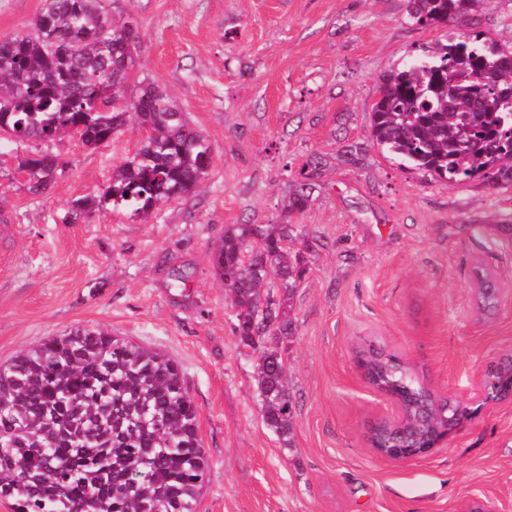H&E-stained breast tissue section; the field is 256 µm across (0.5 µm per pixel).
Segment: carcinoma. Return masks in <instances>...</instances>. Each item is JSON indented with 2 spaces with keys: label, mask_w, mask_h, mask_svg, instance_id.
<instances>
[{
  "label": "carcinoma",
  "mask_w": 512,
  "mask_h": 512,
  "mask_svg": "<svg viewBox=\"0 0 512 512\" xmlns=\"http://www.w3.org/2000/svg\"><path fill=\"white\" fill-rule=\"evenodd\" d=\"M480 0H408V19L447 25ZM136 24L104 0H44L32 30L0 38V135L19 142L81 135L97 148L131 121L149 135L112 171L103 190L75 201V212L112 207L148 220L159 206L194 193L212 163L209 141L155 82L136 77ZM511 56L481 34L451 32L381 78L370 116L371 143L398 164L441 180L512 183ZM366 146L343 147L362 165ZM60 165L50 152L18 169L29 191L50 187ZM327 162L308 159L280 224H231L212 266L236 310L235 335L260 354L258 395L267 427L291 443L294 405L282 345L295 331L294 296L307 257L288 249L302 234L291 216L322 187ZM276 284L279 291L269 286ZM274 337V346L264 337ZM370 382L411 392L402 422L376 427L374 446L395 435L409 443L442 433L459 406L437 398L396 356L364 360ZM209 481L198 411L179 365L165 353L92 327L50 336L0 364V499L13 512H196Z\"/></svg>",
  "instance_id": "cac0c4a2"
}]
</instances>
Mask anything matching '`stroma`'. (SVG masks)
I'll return each mask as SVG.
<instances>
[{"label": "stroma", "mask_w": 512, "mask_h": 512, "mask_svg": "<svg viewBox=\"0 0 512 512\" xmlns=\"http://www.w3.org/2000/svg\"><path fill=\"white\" fill-rule=\"evenodd\" d=\"M43 0H0V37L26 33ZM408 0H106L137 26L139 72L171 92L209 140L193 196L143 221L75 199L103 189L140 145L129 125L99 148L46 146L63 171L40 195L0 143V363L74 327H94L174 359L198 409L210 477L197 512H461L472 499L512 512V400L478 405L487 371L512 355V183L436 180L365 141L381 76L444 26L406 18ZM468 30L512 47V0H484ZM329 168L304 225L309 270L283 347L292 442L264 423L253 350L212 253L229 224H278L302 164ZM500 290L485 310L476 269ZM397 356L434 395L473 416L421 457L370 445L401 409L370 385L364 353Z\"/></svg>", "instance_id": "1"}]
</instances>
